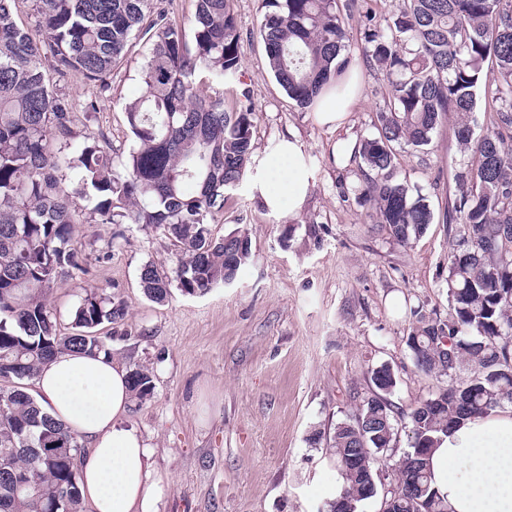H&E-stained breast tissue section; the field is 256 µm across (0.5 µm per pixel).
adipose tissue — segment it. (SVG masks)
I'll use <instances>...</instances> for the list:
<instances>
[{
  "mask_svg": "<svg viewBox=\"0 0 512 512\" xmlns=\"http://www.w3.org/2000/svg\"><path fill=\"white\" fill-rule=\"evenodd\" d=\"M265 170L262 205L296 218L316 176L295 136L281 140ZM128 374L105 355L68 352L34 379L37 401L87 446L78 468L88 512H158L161 479L150 449L123 423L133 404ZM427 470L447 512H512V406L457 423L431 449Z\"/></svg>",
  "mask_w": 512,
  "mask_h": 512,
  "instance_id": "1",
  "label": "adipose tissue"
}]
</instances>
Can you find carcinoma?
I'll return each instance as SVG.
<instances>
[{
	"instance_id": "1",
	"label": "carcinoma",
	"mask_w": 512,
	"mask_h": 512,
	"mask_svg": "<svg viewBox=\"0 0 512 512\" xmlns=\"http://www.w3.org/2000/svg\"><path fill=\"white\" fill-rule=\"evenodd\" d=\"M193 37L153 11L154 0H32L42 39L17 22L19 0H0V512H84L77 437L42 411L22 382L59 354H112L98 327L123 324L127 310L104 289L84 292L62 333L50 292L79 266L77 226L87 214L102 224L161 227L178 247L174 275L146 263L145 297L163 303L172 283L204 295L232 282L251 251L232 252L211 233L229 192L242 181L254 151L255 113L224 94L203 96L200 83L222 87L238 75L243 39L231 0H195ZM261 23L268 66L298 106L313 105L344 79L348 33L337 0H265ZM149 36L143 92L125 108L133 146L114 168L99 137L77 130L78 104L50 88V75L97 82L119 68L132 41ZM370 59L391 88L377 133L357 154L363 194L379 222L407 244L433 221L426 198L400 181L395 146H427L441 120L456 114L455 135L470 160L454 175L448 221L461 225V247L448 255V320L421 321L408 338L415 366L448 377V386L407 413L386 395L395 383L371 371L372 390L326 439L342 479L328 512H355L366 501L359 477L344 468L354 448L377 454L397 446L407 420L409 450L432 448L457 422L512 405V104L474 137L477 94L512 91V0H400L385 26L368 29ZM468 366L471 376L459 381ZM135 399L153 395L149 368L130 369ZM36 481L38 495L17 496L15 476ZM396 512H446L426 462L409 478L390 477L373 501Z\"/></svg>"
}]
</instances>
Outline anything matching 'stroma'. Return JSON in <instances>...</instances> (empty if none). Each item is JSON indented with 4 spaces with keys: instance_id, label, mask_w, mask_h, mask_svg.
I'll use <instances>...</instances> for the list:
<instances>
[{
    "instance_id": "stroma-1",
    "label": "stroma",
    "mask_w": 512,
    "mask_h": 512,
    "mask_svg": "<svg viewBox=\"0 0 512 512\" xmlns=\"http://www.w3.org/2000/svg\"><path fill=\"white\" fill-rule=\"evenodd\" d=\"M398 0H359L345 13L346 55L361 74L360 97L344 126L320 125L313 108L291 100L270 72L259 34L262 0H234L244 54L224 104L248 94L255 111L254 157L240 186L211 224L215 235L243 230L251 260L238 279L204 295L172 289L147 300L139 272L152 263L176 267L163 229L138 224H84L80 266L49 296L62 331L85 290L105 288L128 306L112 338L126 366L145 365L154 393L133 405L125 422L152 451L162 477L159 512H326L341 478L316 432H331L370 388V371L386 364L397 384L389 399L407 411L447 380L420 372L407 346L420 321L450 312L448 255L457 224L447 223L454 175L463 156L455 114L445 116L427 147L396 149L399 176L426 197L433 222L410 244L393 240L362 193L357 160H340L338 140L375 134L387 82L367 60L368 17L389 20ZM149 51L134 41L107 91L69 78L54 89L77 102L95 101L86 122L115 159L132 141L125 107L139 95ZM294 133L309 155L316 182L293 219L269 214L255 188L266 155Z\"/></svg>"
}]
</instances>
